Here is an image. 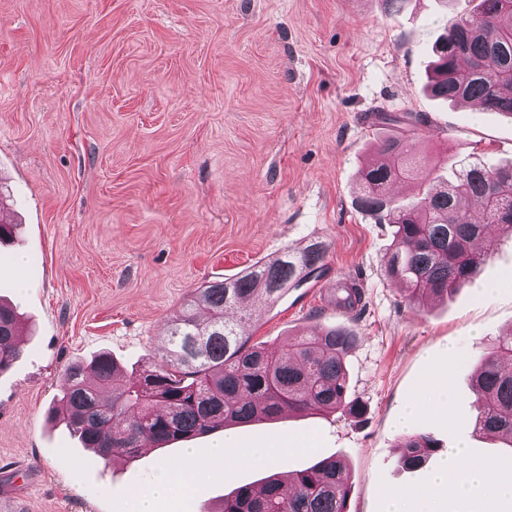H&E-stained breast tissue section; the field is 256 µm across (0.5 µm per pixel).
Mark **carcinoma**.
Listing matches in <instances>:
<instances>
[{
    "instance_id": "1",
    "label": "carcinoma",
    "mask_w": 512,
    "mask_h": 512,
    "mask_svg": "<svg viewBox=\"0 0 512 512\" xmlns=\"http://www.w3.org/2000/svg\"><path fill=\"white\" fill-rule=\"evenodd\" d=\"M433 55L434 97L474 101L512 118V0H480L476 14L440 35ZM375 154L355 202L374 223L393 228L382 266L387 278L405 285L408 304L419 311L425 299L447 297L477 272L489 251L475 247L485 239L486 225L512 232V164L471 162L448 181L420 178L422 161L403 135L379 139ZM408 179L418 193L402 204L390 185ZM476 201L484 224L473 217ZM325 257L326 245L313 241L297 254L286 251L196 289L166 329L167 357L127 379L108 353L68 366L60 413L79 442L104 460L134 459L147 448L285 411L363 417L364 406L347 389L353 329L316 328L278 352L250 343L245 334V325L290 289L320 279ZM336 292L335 305L345 311L362 299L361 290L346 282ZM23 328L17 313L0 304V373L20 357ZM472 386L479 401L475 431L512 447V332L477 359ZM438 448L431 435H412L402 445V464L419 468ZM349 495L343 462L328 457L284 480L274 473L257 487L238 488L220 512H349Z\"/></svg>"
}]
</instances>
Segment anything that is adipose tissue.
Segmentation results:
<instances>
[{
    "instance_id": "adipose-tissue-1",
    "label": "adipose tissue",
    "mask_w": 512,
    "mask_h": 512,
    "mask_svg": "<svg viewBox=\"0 0 512 512\" xmlns=\"http://www.w3.org/2000/svg\"><path fill=\"white\" fill-rule=\"evenodd\" d=\"M285 452L277 443H267L255 448L241 449L232 439H225L213 451L214 459L236 465L274 464ZM491 487L492 501L479 498L477 492L483 487ZM470 503L469 512H495L497 502L512 501V476L500 477L496 474L494 462L471 459L465 447L449 449L448 457L439 467L432 489L426 494L421 508H414L412 497L405 491L395 489L384 496L385 512H447V500Z\"/></svg>"
}]
</instances>
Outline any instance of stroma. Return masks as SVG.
Returning a JSON list of instances; mask_svg holds the SVG:
<instances>
[{"mask_svg":"<svg viewBox=\"0 0 512 512\" xmlns=\"http://www.w3.org/2000/svg\"><path fill=\"white\" fill-rule=\"evenodd\" d=\"M478 0H0V295L24 317V352L0 374V498L14 512H133L137 493L185 447L206 468L177 473L157 512H219L269 474L210 455L223 429L106 461L47 419L71 363L108 352L125 372L166 355L164 328L192 291L260 259L327 247L326 275L246 333L269 349L349 325L348 393L362 418L293 414L234 427L242 447L286 448L279 471L337 457L351 512L423 495L434 462L408 470L416 433L512 470V450L475 433L471 367L512 330V236L452 298L416 311L386 278L389 226L352 205L376 139L403 116L413 153L451 175L512 162V119L426 92L431 48ZM363 291L345 312L339 283ZM455 401L399 426L435 379Z\"/></svg>","mask_w":512,"mask_h":512,"instance_id":"35a3bbf8","label":"stroma"}]
</instances>
